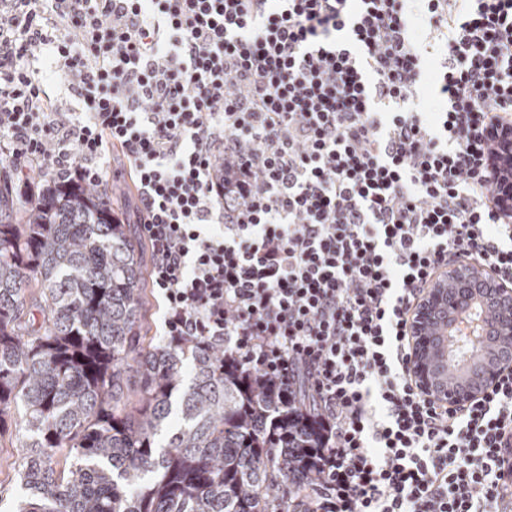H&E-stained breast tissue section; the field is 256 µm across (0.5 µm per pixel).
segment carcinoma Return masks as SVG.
<instances>
[{"instance_id":"carcinoma-1","label":"carcinoma","mask_w":512,"mask_h":512,"mask_svg":"<svg viewBox=\"0 0 512 512\" xmlns=\"http://www.w3.org/2000/svg\"><path fill=\"white\" fill-rule=\"evenodd\" d=\"M141 253L95 190L28 201L0 185V429L21 411L16 512H277L306 490L293 477L315 472L319 424L299 405L282 409L222 349L142 347ZM28 292L39 323L25 318ZM445 322L428 324L439 388L478 391L471 368L512 360V333L487 336L488 351L470 356L455 336L435 335Z\"/></svg>"}]
</instances>
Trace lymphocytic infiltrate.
<instances>
[{
    "instance_id": "obj_1",
    "label": "lymphocytic infiltrate",
    "mask_w": 512,
    "mask_h": 512,
    "mask_svg": "<svg viewBox=\"0 0 512 512\" xmlns=\"http://www.w3.org/2000/svg\"><path fill=\"white\" fill-rule=\"evenodd\" d=\"M429 32L419 40L417 29ZM441 110L414 109L429 58ZM80 102L60 114L35 59ZM512 126V0H9L0 169L137 186L168 343L219 346L324 435L288 512H501L512 366L448 405L412 376L435 275L512 288L489 132Z\"/></svg>"
}]
</instances>
